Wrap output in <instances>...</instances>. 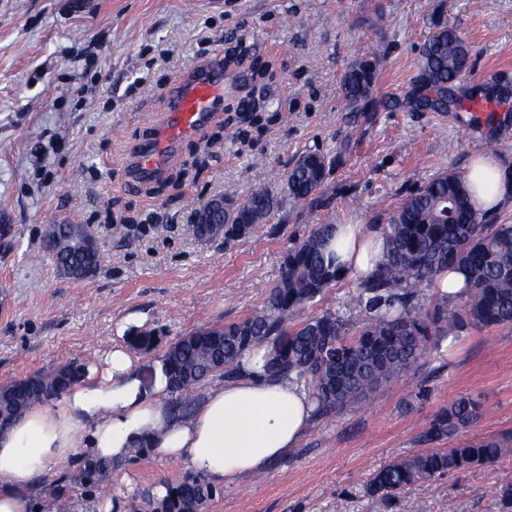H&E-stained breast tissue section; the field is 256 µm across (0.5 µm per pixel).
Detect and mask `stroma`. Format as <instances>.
I'll list each match as a JSON object with an SVG mask.
<instances>
[{
    "label": "stroma",
    "mask_w": 512,
    "mask_h": 512,
    "mask_svg": "<svg viewBox=\"0 0 512 512\" xmlns=\"http://www.w3.org/2000/svg\"><path fill=\"white\" fill-rule=\"evenodd\" d=\"M454 27L473 67L444 112L410 107L419 45L434 22ZM254 70L227 79L224 110L175 146L159 177L133 182L139 142L192 67L228 58L238 38ZM381 52L376 106L350 111L341 80ZM259 99L240 108L245 95ZM512 143V0H0V384L74 363L87 366L131 331L158 343L134 352L143 383L166 346L190 331L263 310L281 263L316 224H383L416 186ZM336 154L313 201L284 200L232 243L182 232L210 198L242 200L306 152ZM89 224L95 273L62 274L44 246L48 224ZM480 394L488 412L465 439L512 434V326L465 328L354 406L313 418L297 447L262 474L216 486L204 512H507L512 454L491 466L418 482L390 502L365 483L427 450L421 436L455 397ZM187 463L144 455L107 478L76 471L36 478L38 512L57 498H92L112 512H155L160 489L193 477Z\"/></svg>",
    "instance_id": "1"
}]
</instances>
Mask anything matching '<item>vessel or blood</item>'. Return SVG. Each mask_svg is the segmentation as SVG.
Wrapping results in <instances>:
<instances>
[{
  "mask_svg": "<svg viewBox=\"0 0 512 512\" xmlns=\"http://www.w3.org/2000/svg\"><path fill=\"white\" fill-rule=\"evenodd\" d=\"M224 76L223 62L215 60L194 68L171 90L164 125L141 143L134 156V179L160 175L177 142L194 135L222 109Z\"/></svg>",
  "mask_w": 512,
  "mask_h": 512,
  "instance_id": "obj_1",
  "label": "vessel or blood"
}]
</instances>
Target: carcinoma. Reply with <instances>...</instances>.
I'll list each match as a JSON object with an SVG mask.
<instances>
[{
  "label": "carcinoma",
  "instance_id": "carcinoma-1",
  "mask_svg": "<svg viewBox=\"0 0 512 512\" xmlns=\"http://www.w3.org/2000/svg\"><path fill=\"white\" fill-rule=\"evenodd\" d=\"M471 48L456 31L439 25L420 47L417 82L445 91L468 69ZM376 60L347 67L341 91L349 107L373 102ZM336 157L308 152L283 173V196L267 186L255 187L238 205L224 204V239L249 235L279 209L284 199H310L331 175ZM334 221L319 225L285 254L280 278L268 291L262 312L238 322L192 331L170 343L164 353L170 379L172 410L188 415L196 389L218 372L235 377L243 360L257 357L272 378L305 384L315 401L314 414L324 417L367 399L382 385L413 370L430 355L440 354L441 340L467 326L512 325V224H484L462 175L440 173L412 190L379 229L387 249L373 272L358 280L348 299L308 320H291L346 274L329 263L325 246ZM45 242L58 268L73 279L87 277L97 265L85 256L79 224H48ZM68 240L69 251H55L56 240ZM467 275L463 300L439 294L432 309L418 305L422 287L444 272ZM365 318L356 324L352 313ZM81 375L75 364L37 372L6 384L0 415L10 420L63 393ZM484 414L482 398L465 393L448 403L422 435L428 444L457 440L444 450L417 453L373 474L368 493L391 500L425 479L490 466L512 453V435L461 440L460 434ZM106 463H88L78 476L86 484L101 476ZM215 490L200 478L168 488L167 512H186L191 500L208 503Z\"/></svg>",
  "mask_w": 512,
  "mask_h": 512
}]
</instances>
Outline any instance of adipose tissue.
<instances>
[{
  "instance_id": "adipose-tissue-1",
  "label": "adipose tissue",
  "mask_w": 512,
  "mask_h": 512,
  "mask_svg": "<svg viewBox=\"0 0 512 512\" xmlns=\"http://www.w3.org/2000/svg\"><path fill=\"white\" fill-rule=\"evenodd\" d=\"M465 177L479 210L512 207L511 164L481 157ZM333 248L336 267L359 275L372 271L386 241L377 227L341 224ZM168 397L163 360H156L147 389L127 351L107 350L59 398L33 408L0 436V512H33L36 476L89 462L119 464L136 448L234 486L294 447L313 409L303 385L266 378L257 364L215 382L189 416L174 415Z\"/></svg>"
}]
</instances>
